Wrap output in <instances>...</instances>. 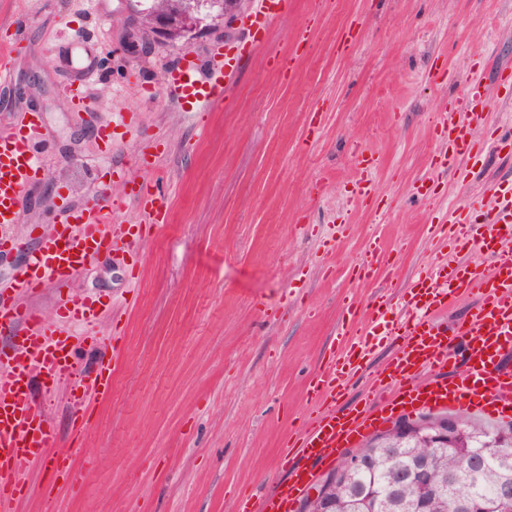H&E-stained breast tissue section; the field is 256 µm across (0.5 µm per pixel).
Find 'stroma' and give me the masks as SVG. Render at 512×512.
I'll use <instances>...</instances> for the list:
<instances>
[{
  "label": "stroma",
  "mask_w": 512,
  "mask_h": 512,
  "mask_svg": "<svg viewBox=\"0 0 512 512\" xmlns=\"http://www.w3.org/2000/svg\"><path fill=\"white\" fill-rule=\"evenodd\" d=\"M131 13L130 0H0V41H16L0 132L40 120L29 148L41 171L19 197L16 242L39 248L102 184L119 223L148 225L131 194L141 185L170 210L140 249L99 253L66 288L14 292L25 259H0V290L71 333L81 373L111 350L121 359L83 432L69 384L39 389L59 447L89 469L51 502L49 466L31 472L19 512H235L239 495L272 493L289 428L316 412L308 383L340 349L343 303L401 307L442 246L438 225L486 184L512 186V150L462 157L455 174L431 163L448 150L438 108L469 78L499 102L480 136L512 133V0H291L212 112L172 100L164 77L186 55L206 69L223 20L206 14L187 49L150 42L127 64ZM311 16L307 52L282 69ZM79 77L97 124L63 94ZM365 157L371 194L355 208ZM376 238L392 265L355 280ZM71 292L91 303L92 325L69 318ZM399 344L373 348L343 406L364 403Z\"/></svg>",
  "instance_id": "stroma-1"
}]
</instances>
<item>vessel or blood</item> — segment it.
<instances>
[{
	"label": "vessel or blood",
	"instance_id": "obj_1",
	"mask_svg": "<svg viewBox=\"0 0 512 512\" xmlns=\"http://www.w3.org/2000/svg\"><path fill=\"white\" fill-rule=\"evenodd\" d=\"M253 4L248 38L242 45L250 53L264 44L273 21L287 13L290 0H253ZM167 87L177 98L192 99L194 111H212L227 94L224 62L213 59L210 73L204 76L194 61H185L172 70ZM497 106L486 88L474 81L462 96L444 104L434 132L447 141L448 152L437 159V166L454 170L459 157L473 151V131L484 113ZM36 171L26 133H0L1 247L9 241L8 229L18 221L17 198ZM487 193V198H472L465 204L469 210L487 208L482 227L457 221L441 227L440 233L459 249L480 240L494 258L492 267L452 264L447 255H435L415 276L402 317H393L392 305L383 301L347 302L343 313L348 331L341 351L312 377L308 388L309 398L321 402L323 409L289 431L281 445L279 456L288 464L287 482L271 496L243 502L238 512H286L310 484L312 464L335 461L373 427L377 415L369 407L340 413L336 400L346 394L352 375L362 369L379 337L402 339L393 361L375 378L379 391L394 392L389 408L420 404L480 410L512 420V369L503 365L512 355V188L494 184ZM115 209L111 200L98 196L90 207L53 227L44 247L32 251L20 270L18 288L31 292L49 281L67 285L101 251L133 248L138 236L130 227L114 223ZM387 261L382 243L372 241L357 272L370 274ZM462 289L479 295L475 312L453 325L437 322L436 310L447 307ZM20 322L31 324L33 330L18 337L6 357L9 368L0 373V512H14L15 492L37 464L51 463L52 477L67 484L85 478L72 452L55 447L54 422L31 395L35 373L46 372L53 383H72L74 420L80 424L89 410L87 393L108 396L119 372L117 361L110 359L89 381H77L68 337L55 324L43 322L36 311L20 309L0 295V331ZM426 372L431 381L420 383V375Z\"/></svg>",
	"mask_w": 512,
	"mask_h": 512
}]
</instances>
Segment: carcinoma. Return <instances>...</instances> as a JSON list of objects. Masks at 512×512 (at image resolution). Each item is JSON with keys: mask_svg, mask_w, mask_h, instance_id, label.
Masks as SVG:
<instances>
[{"mask_svg": "<svg viewBox=\"0 0 512 512\" xmlns=\"http://www.w3.org/2000/svg\"><path fill=\"white\" fill-rule=\"evenodd\" d=\"M144 8L153 6L175 13L181 9L200 12L208 7L216 12L221 3L206 0H143ZM448 419L458 420L465 429L464 448L483 459L477 470L467 468L460 451L449 446L425 448L432 457L429 480L444 489L446 498L441 509L457 512L455 494L459 491L478 502H490L497 494L499 483L512 480V423L486 424L465 413H448ZM415 441L403 442L400 436L376 433L363 446L367 463L352 480L336 485L333 512H416L417 490L401 477L405 471Z\"/></svg>", "mask_w": 512, "mask_h": 512, "instance_id": "obj_1", "label": "carcinoma"}]
</instances>
